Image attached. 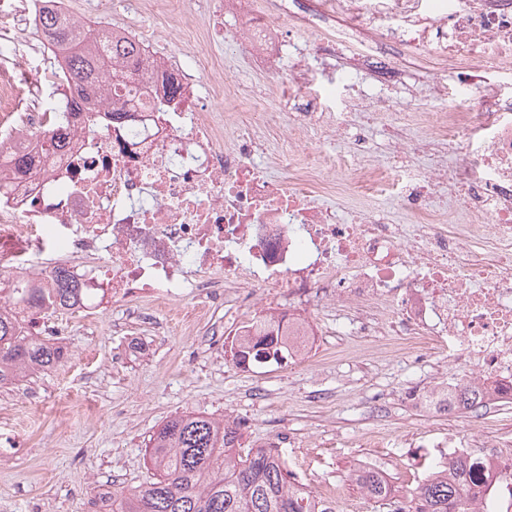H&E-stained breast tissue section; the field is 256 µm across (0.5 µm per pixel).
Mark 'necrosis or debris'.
<instances>
[{
    "mask_svg": "<svg viewBox=\"0 0 512 512\" xmlns=\"http://www.w3.org/2000/svg\"><path fill=\"white\" fill-rule=\"evenodd\" d=\"M239 39L273 63L286 101H305L292 125L335 127L323 111L311 61L356 51L354 71L333 80L361 111L351 132L364 152L381 124L393 160L367 168L344 165L352 183L387 195L411 216L397 224L385 211L343 215L315 191L320 167L307 142L289 143L281 176L262 167L263 143L250 131L249 98L224 79L211 39L189 29L207 92L167 59L141 67L132 84L140 106L121 123L108 102L71 117L65 152L0 193V284L27 280L49 287L65 271L87 292L88 311L132 296L162 307L195 293L221 306L220 289L290 295L336 303L351 336H377L371 314L394 315L395 357L437 348L450 374L422 397L429 413L445 412L464 392L485 404L512 399V0H252ZM300 36L279 40L282 26ZM317 39H305V32ZM432 50L449 82L429 97L444 112L380 123L365 103L384 100L391 83L365 88L357 71L401 55ZM237 110L236 142L208 101ZM49 123L45 112L18 113L0 127V150L29 146ZM425 127L415 135L412 124ZM471 506L484 491L512 501V453L478 450Z\"/></svg>",
    "mask_w": 512,
    "mask_h": 512,
    "instance_id": "necrosis-or-debris-1",
    "label": "necrosis or debris"
}]
</instances>
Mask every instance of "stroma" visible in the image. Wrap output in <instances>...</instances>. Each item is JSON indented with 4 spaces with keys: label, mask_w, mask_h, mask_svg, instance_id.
<instances>
[{
    "label": "stroma",
    "mask_w": 512,
    "mask_h": 512,
    "mask_svg": "<svg viewBox=\"0 0 512 512\" xmlns=\"http://www.w3.org/2000/svg\"><path fill=\"white\" fill-rule=\"evenodd\" d=\"M242 21L236 10L214 17L207 0H196L189 15L159 22L168 37L158 51L189 65L183 26L224 29L215 45L225 78L267 101L255 131L275 172L286 145L285 106L266 61L232 38ZM299 308L269 289L229 316L193 298L177 302L159 309L161 331L127 319L121 305L52 315L66 361L0 388V512H109L105 493L150 479L151 436L184 412L241 419L245 443L279 444L289 468L336 512H392L365 499L352 471L369 463L396 491L415 487L432 468L436 444L449 430L466 431L468 417L432 416L405 397L434 379L443 356L425 349L417 359L374 357L340 326L335 304L318 301L308 318L319 336L302 362L248 369L233 362L234 336L253 316Z\"/></svg>",
    "instance_id": "35a3bbf8"
}]
</instances>
